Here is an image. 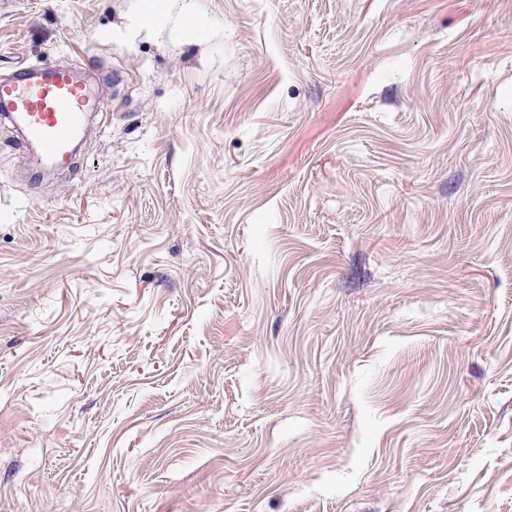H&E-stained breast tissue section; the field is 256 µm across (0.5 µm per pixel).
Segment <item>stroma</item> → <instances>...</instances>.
Segmentation results:
<instances>
[{
	"instance_id": "obj_1",
	"label": "stroma",
	"mask_w": 512,
	"mask_h": 512,
	"mask_svg": "<svg viewBox=\"0 0 512 512\" xmlns=\"http://www.w3.org/2000/svg\"><path fill=\"white\" fill-rule=\"evenodd\" d=\"M75 59L72 172L0 123V512H512V0H0Z\"/></svg>"
}]
</instances>
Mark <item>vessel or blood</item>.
<instances>
[{"label":"vessel or blood","mask_w":512,"mask_h":512,"mask_svg":"<svg viewBox=\"0 0 512 512\" xmlns=\"http://www.w3.org/2000/svg\"><path fill=\"white\" fill-rule=\"evenodd\" d=\"M102 112L89 85L68 64L23 67L0 79V121L18 129L20 146L36 149L50 168L70 166L90 114Z\"/></svg>","instance_id":"obj_1"}]
</instances>
